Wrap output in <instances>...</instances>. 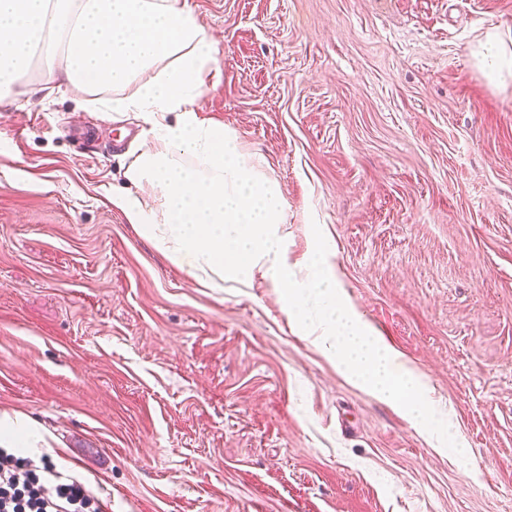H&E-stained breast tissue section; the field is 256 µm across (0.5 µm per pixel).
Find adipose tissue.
Returning a JSON list of instances; mask_svg holds the SVG:
<instances>
[{
  "label": "adipose tissue",
  "instance_id": "obj_1",
  "mask_svg": "<svg viewBox=\"0 0 512 512\" xmlns=\"http://www.w3.org/2000/svg\"><path fill=\"white\" fill-rule=\"evenodd\" d=\"M218 54L188 0H0V102L62 92L85 109L144 116L131 189L112 198L129 223L189 274L242 283L261 274L348 382L442 441L447 421L425 376L354 309L325 250L296 272L278 184L234 132L199 118ZM47 445L31 418L0 416L1 448Z\"/></svg>",
  "mask_w": 512,
  "mask_h": 512
}]
</instances>
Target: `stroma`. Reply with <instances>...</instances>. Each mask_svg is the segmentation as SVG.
Returning <instances> with one entry per match:
<instances>
[{"label": "stroma", "mask_w": 512, "mask_h": 512, "mask_svg": "<svg viewBox=\"0 0 512 512\" xmlns=\"http://www.w3.org/2000/svg\"><path fill=\"white\" fill-rule=\"evenodd\" d=\"M219 41L199 117L282 191L453 420L436 450L348 383L261 276L210 288L112 203L147 124L0 107V414L108 512H512V0H190ZM476 57L480 69L487 75L502 76L507 71L512 76V52L497 33L487 34Z\"/></svg>", "instance_id": "1"}]
</instances>
